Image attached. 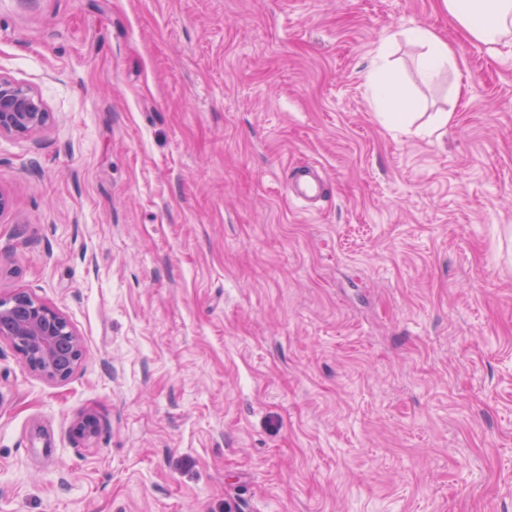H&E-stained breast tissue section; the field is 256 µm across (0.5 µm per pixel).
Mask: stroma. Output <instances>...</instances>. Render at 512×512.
Returning <instances> with one entry per match:
<instances>
[{"instance_id":"obj_1","label":"stroma","mask_w":512,"mask_h":512,"mask_svg":"<svg viewBox=\"0 0 512 512\" xmlns=\"http://www.w3.org/2000/svg\"><path fill=\"white\" fill-rule=\"evenodd\" d=\"M414 26L457 67L398 41L392 129ZM0 78L51 116L0 136V297L86 350L0 343V512H512V45L437 0H0ZM398 37H403L420 48L417 68L427 81H434L443 71L457 67L455 52L448 41L425 27H415L384 37L374 51L372 67L367 75L370 96L377 116L385 127L403 128L407 112H400L403 88L390 60L392 47ZM288 194L309 203L317 202L323 195L324 180L319 171L310 165L295 166L286 182ZM17 296L25 297V308L16 310L5 304ZM0 342L9 344L33 375L48 383H64L85 359L84 342L66 315L30 295L16 294L0 299Z\"/></svg>"}]
</instances>
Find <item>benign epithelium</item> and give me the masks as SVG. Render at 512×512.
I'll use <instances>...</instances> for the list:
<instances>
[{"mask_svg":"<svg viewBox=\"0 0 512 512\" xmlns=\"http://www.w3.org/2000/svg\"><path fill=\"white\" fill-rule=\"evenodd\" d=\"M49 119L40 98L31 90L0 79V136L28 135L42 130ZM0 342L9 344L33 375L48 383H64L85 359L84 342L66 315L40 300L25 296V308L18 310L0 299ZM98 421L91 414L78 418L75 437L88 444L97 435Z\"/></svg>","mask_w":512,"mask_h":512,"instance_id":"1","label":"benign epithelium"}]
</instances>
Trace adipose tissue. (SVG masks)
<instances>
[{"instance_id": "obj_1", "label": "adipose tissue", "mask_w": 512, "mask_h": 512, "mask_svg": "<svg viewBox=\"0 0 512 512\" xmlns=\"http://www.w3.org/2000/svg\"><path fill=\"white\" fill-rule=\"evenodd\" d=\"M438 5L468 39L489 49L512 39V0H438ZM400 38L419 47L417 68L427 81H434L456 64L455 52L448 41L425 27L405 30L399 36L391 34L380 41L374 51L367 85L380 122L395 129L407 123L406 113L399 110L402 83L391 62L392 47Z\"/></svg>"}]
</instances>
